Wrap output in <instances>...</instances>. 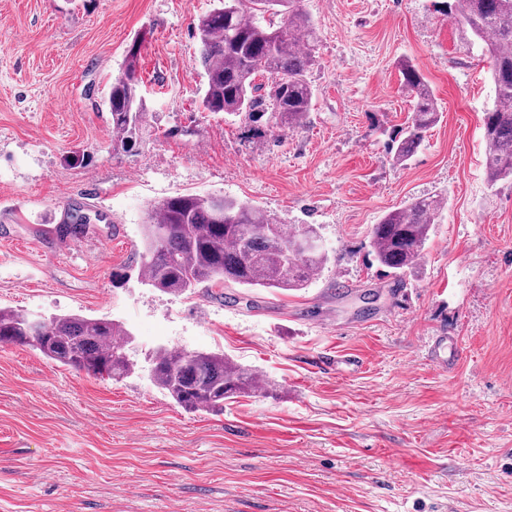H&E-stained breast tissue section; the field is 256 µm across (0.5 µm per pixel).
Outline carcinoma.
<instances>
[{"label":"carcinoma","mask_w":512,"mask_h":512,"mask_svg":"<svg viewBox=\"0 0 512 512\" xmlns=\"http://www.w3.org/2000/svg\"><path fill=\"white\" fill-rule=\"evenodd\" d=\"M458 20L484 44L494 102L483 119L485 167L492 184L512 179V0H454ZM206 87L205 112L242 116L256 127L293 130L313 107L310 79L317 64L318 34L300 0H219L195 26ZM142 40L125 51L107 99L112 130L125 149L149 133L143 100L132 99L140 75ZM409 91L410 122L392 139L397 163L409 161L427 131L441 119L437 99L410 61L400 66ZM442 213L435 196H420L384 214L371 232L375 260L396 273L416 267ZM320 236L314 225L290 231L271 214L222 196L178 193L153 204L143 225L140 268L146 283L168 294L193 293L235 284L243 287H304L329 262L325 248H308ZM129 333L106 318L76 314L45 318L35 336L31 316L0 308V344L31 346L45 357L110 380L128 376ZM154 385L188 410L214 411L250 393L254 377L222 353L160 349Z\"/></svg>","instance_id":"carcinoma-1"}]
</instances>
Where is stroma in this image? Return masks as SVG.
Segmentation results:
<instances>
[{
  "instance_id": "obj_1",
  "label": "stroma",
  "mask_w": 512,
  "mask_h": 512,
  "mask_svg": "<svg viewBox=\"0 0 512 512\" xmlns=\"http://www.w3.org/2000/svg\"><path fill=\"white\" fill-rule=\"evenodd\" d=\"M450 2L302 0L315 106L260 132L199 106L213 0H0V307L114 320L135 366L109 380L0 346V512H512V181L487 179L489 65ZM141 33L154 135L127 152L105 101ZM405 60L442 118L399 165ZM177 193L315 225L330 261L299 290L149 288L133 253ZM419 196L441 222L399 275L371 230ZM75 213L83 235L57 236ZM162 347L224 354L262 388L187 411L150 379Z\"/></svg>"
}]
</instances>
